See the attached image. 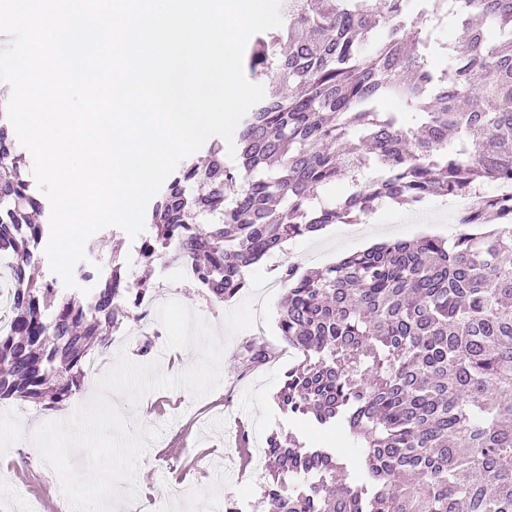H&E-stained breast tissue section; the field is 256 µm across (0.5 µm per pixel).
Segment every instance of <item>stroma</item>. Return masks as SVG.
<instances>
[{
  "mask_svg": "<svg viewBox=\"0 0 512 512\" xmlns=\"http://www.w3.org/2000/svg\"><path fill=\"white\" fill-rule=\"evenodd\" d=\"M462 230L457 212L441 208L430 200L419 206L385 203L360 224H333L316 235L288 241L285 249L270 255L260 264L269 278L272 292L270 308L279 313L287 285L278 277L281 264L296 265L300 272L325 270L336 263L338 255H349L367 249L371 239L414 240L427 235L451 240ZM102 249L91 253V264H111L120 260L132 280L148 279L151 293L161 288L174 292L175 300L199 312L214 325H221L224 315L247 298L251 290L243 288L238 299L222 303L214 301L208 290L193 277L183 275L181 268L169 265L163 257L145 263L133 241L117 227L108 228ZM260 339L278 353L272 363L258 368H245L240 354L245 344ZM150 344L149 355H142V344ZM166 345V332L156 312H143L134 307L120 330L113 332L112 344L98 347L94 358L113 366L120 353L139 364L158 361L164 374L176 376L191 366L198 357L193 349H174L169 360H161L160 348ZM297 360L277 328L262 333L245 330L229 338L221 363V382L209 395L193 399L183 389L158 390L144 396L139 408L124 407L127 417L142 415L148 427L159 430L158 438L149 443L137 471V496L145 504L144 512H218L227 502L239 512H269L261 501V487L269 472L263 448L274 430L290 432L311 446L337 449L342 463L355 456L353 441L346 431L318 429L307 420L283 413L275 404L283 373ZM0 413L11 421L0 430V512H25L28 502L40 503L41 512H58L60 485L55 484L54 471L42 457H28L22 450L32 422L56 419L57 413L30 401H0ZM247 434L254 447L252 466L238 467V439ZM169 446L175 453L163 458L158 448Z\"/></svg>",
  "mask_w": 512,
  "mask_h": 512,
  "instance_id": "obj_1",
  "label": "stroma"
}]
</instances>
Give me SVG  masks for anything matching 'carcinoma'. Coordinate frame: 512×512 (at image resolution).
<instances>
[{"mask_svg": "<svg viewBox=\"0 0 512 512\" xmlns=\"http://www.w3.org/2000/svg\"><path fill=\"white\" fill-rule=\"evenodd\" d=\"M285 26L245 47L274 85L240 122L232 165L188 160L154 205L147 262L191 269L212 297L300 237L355 224L391 201L471 198L453 244L424 237L353 253L321 274L281 269L277 326L300 356L279 408L361 441L355 475L336 449L274 433L271 512H512V0H282ZM401 110L385 112L386 98ZM347 179L352 192L318 197ZM507 187L493 195L479 189ZM0 109V254L13 258V316L0 334V400L53 409L76 393L94 344L148 285L112 270L79 303L26 276L47 225ZM507 220L482 234L487 215ZM256 367L275 358L248 346Z\"/></svg>", "mask_w": 512, "mask_h": 512, "instance_id": "1", "label": "carcinoma"}]
</instances>
